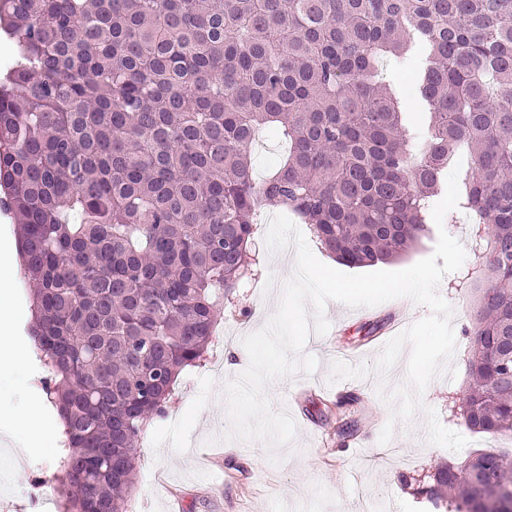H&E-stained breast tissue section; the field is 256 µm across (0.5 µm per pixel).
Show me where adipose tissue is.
Here are the masks:
<instances>
[{
  "label": "adipose tissue",
  "instance_id": "obj_1",
  "mask_svg": "<svg viewBox=\"0 0 512 512\" xmlns=\"http://www.w3.org/2000/svg\"><path fill=\"white\" fill-rule=\"evenodd\" d=\"M0 430L25 448H42L63 439V424L42 399L26 397L22 415L0 417Z\"/></svg>",
  "mask_w": 512,
  "mask_h": 512
}]
</instances>
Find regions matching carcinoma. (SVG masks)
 I'll list each match as a JSON object with an SVG mask.
<instances>
[{
  "instance_id": "1",
  "label": "carcinoma",
  "mask_w": 512,
  "mask_h": 512,
  "mask_svg": "<svg viewBox=\"0 0 512 512\" xmlns=\"http://www.w3.org/2000/svg\"><path fill=\"white\" fill-rule=\"evenodd\" d=\"M0 206L18 218L30 328L64 423V512H124L134 453L281 206L352 267L428 231L460 147L478 311L460 418L512 432V0H0ZM418 40L429 138L379 64ZM284 139L253 175L251 147ZM435 512H512V456L405 477Z\"/></svg>"
}]
</instances>
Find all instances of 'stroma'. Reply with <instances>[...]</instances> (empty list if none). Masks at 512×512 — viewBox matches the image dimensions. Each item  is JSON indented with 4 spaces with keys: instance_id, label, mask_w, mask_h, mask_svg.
I'll return each instance as SVG.
<instances>
[{
    "instance_id": "35a3bbf8",
    "label": "stroma",
    "mask_w": 512,
    "mask_h": 512,
    "mask_svg": "<svg viewBox=\"0 0 512 512\" xmlns=\"http://www.w3.org/2000/svg\"><path fill=\"white\" fill-rule=\"evenodd\" d=\"M255 243L262 275L225 305L205 361L180 373L164 413L137 445L129 512H363L368 504L373 512H432L425 499L402 486L403 474L424 476L482 449H512L507 438L467 431L449 411L469 381L466 330L474 323L476 303L472 288L461 285L464 270L445 275L437 288L454 310L456 350L450 365L456 374L435 378L423 393L426 408L435 410L441 425L465 435L463 450L428 443L424 411L391 422L390 409L376 391L375 366L396 335L393 319L411 323L428 313L404 298L373 307L327 304L328 332L310 335L303 349L318 360L317 370L296 372L267 387L273 409L286 412L296 425L292 446L271 452L259 442L221 441L228 428L221 397L230 377L225 354L236 351L238 370L248 367L242 340L266 325L283 283L295 272L294 248L269 251L261 235ZM373 322L380 326L377 334L364 335V326ZM352 394L359 395V403L349 404ZM347 421L355 422L357 431L339 438L337 428ZM389 423L392 439L380 444ZM23 454L24 465L16 466L11 446L0 442V501H10L8 507L0 505V512H59L55 493L39 506L30 504L31 491L56 476V449L27 448Z\"/></svg>"
}]
</instances>
